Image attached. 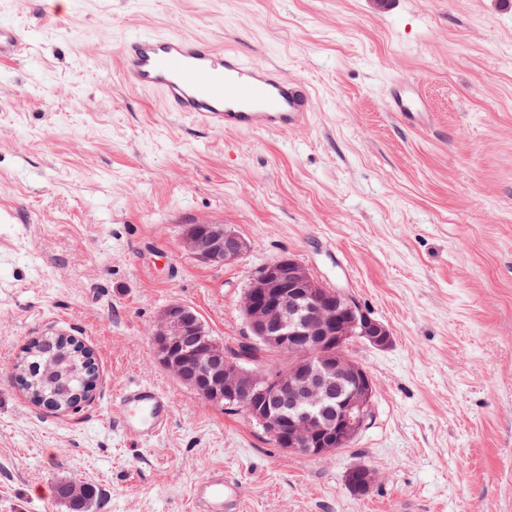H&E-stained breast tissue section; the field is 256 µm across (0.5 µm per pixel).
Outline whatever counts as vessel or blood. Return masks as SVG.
<instances>
[{
  "instance_id": "obj_1",
  "label": "vessel or blood",
  "mask_w": 512,
  "mask_h": 512,
  "mask_svg": "<svg viewBox=\"0 0 512 512\" xmlns=\"http://www.w3.org/2000/svg\"><path fill=\"white\" fill-rule=\"evenodd\" d=\"M24 40L12 27L0 26V58L22 51ZM121 72L142 91L160 93L169 111L200 118L227 132L272 133L304 126L313 105L309 85L281 70L250 64L239 52L206 39L143 34L125 41ZM389 111L409 124H425L429 115L417 87L392 83ZM123 435L131 442L148 441L167 429L172 408L156 387H124L115 399ZM192 512H241L234 480L213 469L191 491Z\"/></svg>"
}]
</instances>
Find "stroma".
<instances>
[{
  "mask_svg": "<svg viewBox=\"0 0 512 512\" xmlns=\"http://www.w3.org/2000/svg\"><path fill=\"white\" fill-rule=\"evenodd\" d=\"M25 35L0 60V512H191L223 468L241 512H512V0H0ZM158 31L237 48L307 82L306 126L224 132L122 77L124 37ZM419 85L428 126L386 106ZM220 220L234 264L182 246ZM287 254L341 285L392 334L353 344L373 419L326 458L283 454L244 412L204 402L155 359L163 310L249 339L240 304ZM47 333L95 354L91 400L56 414L11 367ZM166 393L172 421L132 446L114 395ZM373 467L367 495L346 471ZM74 484L63 483L58 485L57 494L59 497L68 499L75 511H83L85 506L96 500V491L92 486L82 485L78 491L73 490Z\"/></svg>",
  "mask_w": 512,
  "mask_h": 512,
  "instance_id": "35a3bbf8",
  "label": "stroma"
}]
</instances>
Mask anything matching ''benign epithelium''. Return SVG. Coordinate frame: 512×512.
Segmentation results:
<instances>
[{"instance_id": "7a95c632", "label": "benign epithelium", "mask_w": 512, "mask_h": 512, "mask_svg": "<svg viewBox=\"0 0 512 512\" xmlns=\"http://www.w3.org/2000/svg\"><path fill=\"white\" fill-rule=\"evenodd\" d=\"M183 245L210 266L233 264L249 248L220 222L188 226ZM241 312L251 336L284 362L243 367L238 354L210 336L198 312L180 303L168 305L151 331L156 358L205 402L243 409L285 454L326 458L346 447L367 427L375 394L372 376L348 348L354 341L385 348L389 329L288 255L250 279ZM377 480L375 469L357 464L345 485L364 495Z\"/></svg>"}]
</instances>
